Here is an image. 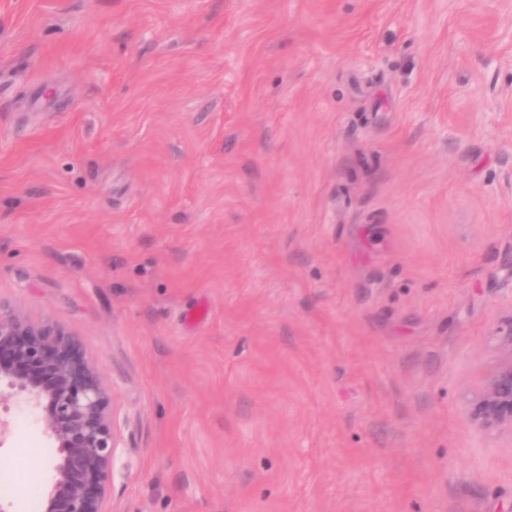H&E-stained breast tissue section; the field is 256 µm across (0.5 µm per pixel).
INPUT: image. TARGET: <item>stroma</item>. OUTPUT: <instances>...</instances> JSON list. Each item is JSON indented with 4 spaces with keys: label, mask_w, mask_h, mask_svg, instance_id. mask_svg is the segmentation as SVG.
<instances>
[{
    "label": "stroma",
    "mask_w": 512,
    "mask_h": 512,
    "mask_svg": "<svg viewBox=\"0 0 512 512\" xmlns=\"http://www.w3.org/2000/svg\"><path fill=\"white\" fill-rule=\"evenodd\" d=\"M510 255L512 0H0V301L111 385L109 512H512ZM497 362L466 406L470 422L484 433L512 434V313L493 326Z\"/></svg>",
    "instance_id": "35a3bbf8"
}]
</instances>
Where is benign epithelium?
Instances as JSON below:
<instances>
[{"instance_id":"benign-epithelium-1","label":"benign epithelium","mask_w":512,"mask_h":512,"mask_svg":"<svg viewBox=\"0 0 512 512\" xmlns=\"http://www.w3.org/2000/svg\"><path fill=\"white\" fill-rule=\"evenodd\" d=\"M497 362L466 406L484 433L512 434V313L490 332ZM41 411L42 429L59 448L43 512H109L108 492L123 448L111 387L80 340L57 323L34 321L0 302V380Z\"/></svg>"}]
</instances>
